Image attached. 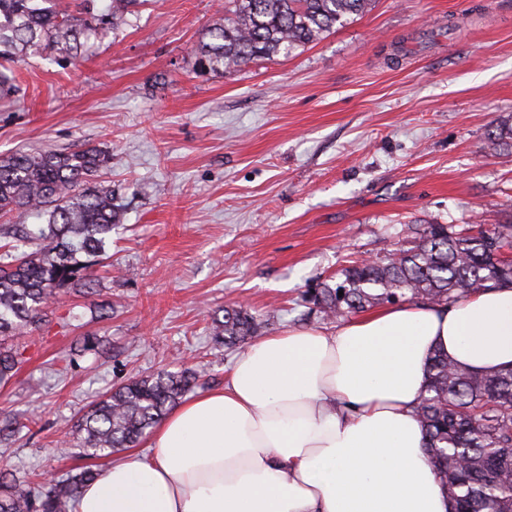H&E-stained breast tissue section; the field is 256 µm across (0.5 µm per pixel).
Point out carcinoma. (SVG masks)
<instances>
[{
	"label": "carcinoma",
	"mask_w": 512,
	"mask_h": 512,
	"mask_svg": "<svg viewBox=\"0 0 512 512\" xmlns=\"http://www.w3.org/2000/svg\"><path fill=\"white\" fill-rule=\"evenodd\" d=\"M144 0H0V59L21 61L56 53L73 62L91 48L104 25L116 29ZM376 0H224V22L208 28L196 47L201 73L234 70L251 61L288 56L375 7ZM0 93H21L14 72L0 70ZM495 151L512 149V122L489 134ZM112 160L99 146L42 148L0 157V214H29L38 224H1L0 386L22 364L13 341L46 317L49 303L67 289L92 294L97 268L109 258L112 229L123 211L99 182ZM413 245L356 263L340 281L314 289L309 303L324 319L403 303L448 305L488 284H512V224L479 236L446 224L409 227ZM343 295H338V292ZM266 318L234 304L214 320L213 338L233 348L262 335ZM429 384L416 406L435 475L454 512H512V369L478 373L436 351ZM198 376L190 370L134 378L88 405L72 438L85 458L108 457L137 445L146 431L187 395ZM101 476L90 466L50 483L32 472L0 471V512H72L80 490Z\"/></svg>",
	"instance_id": "carcinoma-1"
}]
</instances>
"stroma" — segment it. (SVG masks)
<instances>
[{"label": "stroma", "mask_w": 512, "mask_h": 512, "mask_svg": "<svg viewBox=\"0 0 512 512\" xmlns=\"http://www.w3.org/2000/svg\"><path fill=\"white\" fill-rule=\"evenodd\" d=\"M223 17L224 0H147L74 64L17 63L24 93L0 97V156L107 148L124 210L99 295L66 292L18 342L0 469L77 466L57 440L129 378L191 368L223 385L234 353L211 327L227 302L271 334L331 332L308 291L408 246V226L512 222V152L488 148L512 118V0H377L292 55L196 74Z\"/></svg>", "instance_id": "obj_1"}]
</instances>
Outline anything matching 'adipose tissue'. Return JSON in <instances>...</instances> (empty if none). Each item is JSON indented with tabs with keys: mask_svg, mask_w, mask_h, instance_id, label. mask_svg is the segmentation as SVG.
Instances as JSON below:
<instances>
[{
	"mask_svg": "<svg viewBox=\"0 0 512 512\" xmlns=\"http://www.w3.org/2000/svg\"><path fill=\"white\" fill-rule=\"evenodd\" d=\"M436 350L475 372L512 367V284L255 340L74 512H451L415 415Z\"/></svg>",
	"mask_w": 512,
	"mask_h": 512,
	"instance_id": "obj_1",
	"label": "adipose tissue"
}]
</instances>
